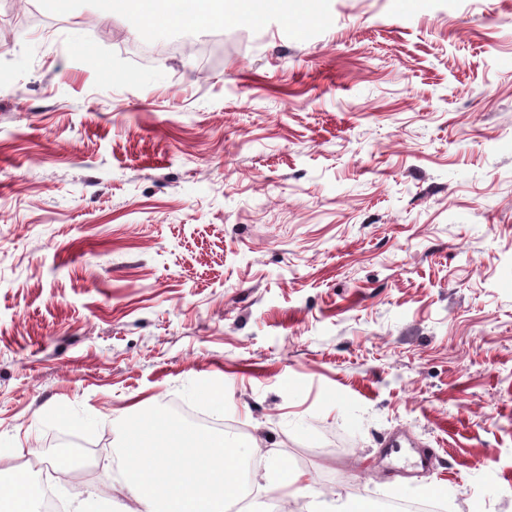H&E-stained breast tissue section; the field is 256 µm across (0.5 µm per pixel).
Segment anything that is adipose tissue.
<instances>
[{
  "mask_svg": "<svg viewBox=\"0 0 512 512\" xmlns=\"http://www.w3.org/2000/svg\"><path fill=\"white\" fill-rule=\"evenodd\" d=\"M110 9L133 13L155 25L207 29L230 15L256 18L267 13L291 20L288 0H108ZM12 450L0 448V512H34L35 497L26 471L17 469Z\"/></svg>",
  "mask_w": 512,
  "mask_h": 512,
  "instance_id": "adipose-tissue-1",
  "label": "adipose tissue"
}]
</instances>
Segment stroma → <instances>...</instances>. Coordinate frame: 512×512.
I'll return each instance as SVG.
<instances>
[{"mask_svg": "<svg viewBox=\"0 0 512 512\" xmlns=\"http://www.w3.org/2000/svg\"><path fill=\"white\" fill-rule=\"evenodd\" d=\"M306 8L0 0V447L61 512H126L117 424L156 405L319 501L512 512V0ZM108 9L133 13L154 25L175 24L207 29L223 24L228 15L256 18L279 13L288 23L298 13L297 4L288 12V0H108Z\"/></svg>", "mask_w": 512, "mask_h": 512, "instance_id": "obj_1", "label": "stroma"}]
</instances>
